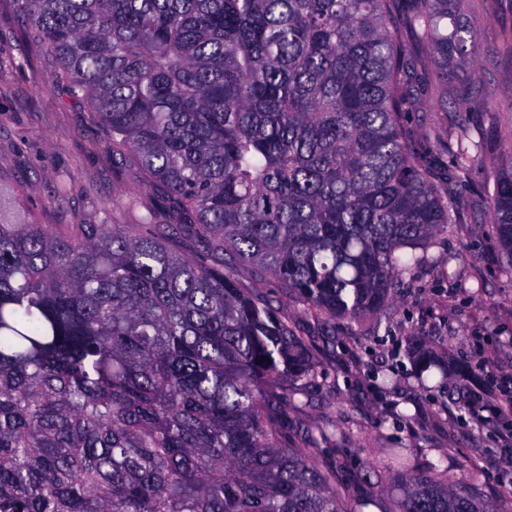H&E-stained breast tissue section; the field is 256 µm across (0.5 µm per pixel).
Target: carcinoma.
<instances>
[{
    "instance_id": "1",
    "label": "carcinoma",
    "mask_w": 512,
    "mask_h": 512,
    "mask_svg": "<svg viewBox=\"0 0 512 512\" xmlns=\"http://www.w3.org/2000/svg\"><path fill=\"white\" fill-rule=\"evenodd\" d=\"M53 80L172 219L61 232L0 216V512H496L386 448L384 490L345 497L336 432L276 427L315 383L272 297L327 326L381 312L452 223L474 150L512 256V166L464 133L441 173L405 116L470 112L448 70L468 0H14ZM188 227L198 250L174 239ZM421 375L440 371L419 350Z\"/></svg>"
}]
</instances>
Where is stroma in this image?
<instances>
[{
    "label": "stroma",
    "instance_id": "obj_1",
    "mask_svg": "<svg viewBox=\"0 0 512 512\" xmlns=\"http://www.w3.org/2000/svg\"><path fill=\"white\" fill-rule=\"evenodd\" d=\"M462 21L480 33L462 74L488 104L459 112L435 103L408 120L411 147L428 146L443 166L463 129L512 130V0H471ZM486 178L474 158L471 179L456 195L454 224L420 249V262L377 317L337 324L335 346L315 355L317 386L298 395L300 409L288 416L346 430L350 494L380 488L361 476L368 463L384 467L383 449L409 448L421 468L447 453L450 480L472 487L497 512H512V414L482 423L450 400L464 386L455 376L443 385L418 383L406 341L424 336L449 364L467 362L512 381V261L487 218ZM139 180L135 168L114 162L87 105L53 85L11 0H0V212L62 230L101 218L137 224L154 204L145 194L130 201ZM390 367L401 379L391 391L376 379Z\"/></svg>",
    "mask_w": 512,
    "mask_h": 512
}]
</instances>
